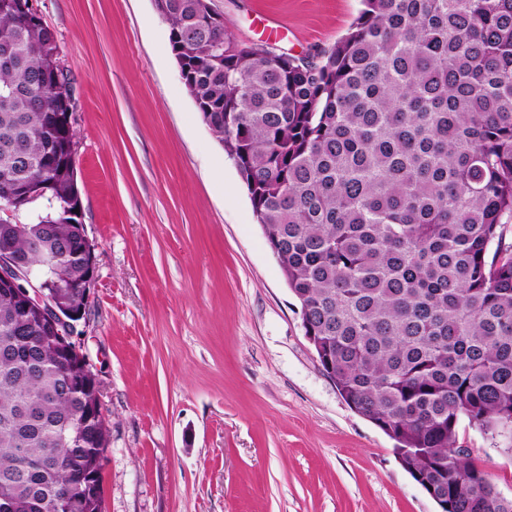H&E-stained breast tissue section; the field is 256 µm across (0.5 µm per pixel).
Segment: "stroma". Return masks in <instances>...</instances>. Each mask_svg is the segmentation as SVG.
<instances>
[{"label":"stroma","instance_id":"stroma-1","mask_svg":"<svg viewBox=\"0 0 512 512\" xmlns=\"http://www.w3.org/2000/svg\"><path fill=\"white\" fill-rule=\"evenodd\" d=\"M242 43L310 53L360 0H211ZM76 99L97 279L81 343L110 425L103 512H437L322 370L235 163L153 0H37ZM459 446L512 497L503 437Z\"/></svg>","mask_w":512,"mask_h":512}]
</instances>
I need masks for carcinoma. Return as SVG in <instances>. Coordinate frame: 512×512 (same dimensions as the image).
Segmentation results:
<instances>
[{"label": "carcinoma", "mask_w": 512, "mask_h": 512, "mask_svg": "<svg viewBox=\"0 0 512 512\" xmlns=\"http://www.w3.org/2000/svg\"><path fill=\"white\" fill-rule=\"evenodd\" d=\"M163 0L184 85L237 164L341 397L443 512H512L461 418L512 438V0H362L314 55L270 53ZM55 32L0 12V243L88 308L75 105ZM94 373L0 287V512H103Z\"/></svg>", "instance_id": "obj_1"}]
</instances>
